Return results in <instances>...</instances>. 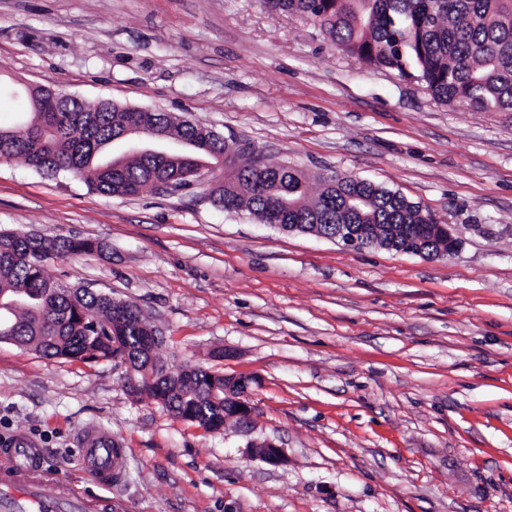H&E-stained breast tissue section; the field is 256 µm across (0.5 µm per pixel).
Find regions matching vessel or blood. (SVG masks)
<instances>
[{
    "label": "vessel or blood",
    "mask_w": 512,
    "mask_h": 512,
    "mask_svg": "<svg viewBox=\"0 0 512 512\" xmlns=\"http://www.w3.org/2000/svg\"><path fill=\"white\" fill-rule=\"evenodd\" d=\"M83 462L95 472L101 486H111L124 465L122 449L105 444L85 443L78 450ZM58 493L46 495L45 477L35 462L28 443L16 441L6 450L0 464V512H90L96 498L90 491L77 492L67 486L63 475H56Z\"/></svg>",
    "instance_id": "obj_1"
}]
</instances>
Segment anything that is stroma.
Wrapping results in <instances>:
<instances>
[{
  "instance_id": "35a3bbf8",
  "label": "stroma",
  "mask_w": 512,
  "mask_h": 512,
  "mask_svg": "<svg viewBox=\"0 0 512 512\" xmlns=\"http://www.w3.org/2000/svg\"><path fill=\"white\" fill-rule=\"evenodd\" d=\"M49 82L203 123L239 166L399 191L459 246L353 250L200 187L108 197L0 160V228L104 247L49 277L136 303L166 364L245 380L255 407L207 430L131 397L115 362L0 342V448L127 512H512V112L439 104L267 0H0V123ZM92 431L124 450L108 488L77 454ZM265 440L282 465L250 454Z\"/></svg>"
}]
</instances>
